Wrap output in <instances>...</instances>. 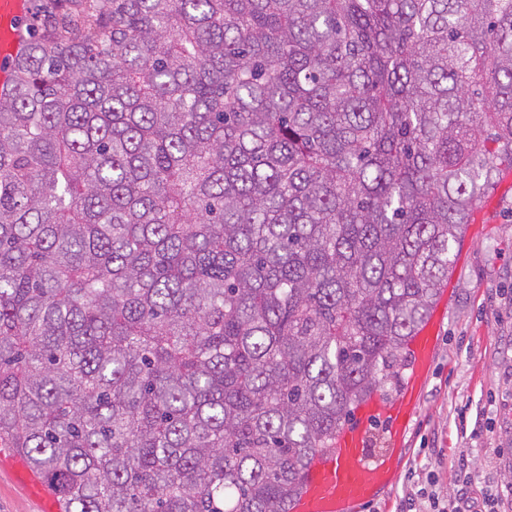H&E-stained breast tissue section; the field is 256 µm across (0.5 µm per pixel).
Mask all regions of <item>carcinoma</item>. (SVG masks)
<instances>
[{
    "label": "carcinoma",
    "mask_w": 512,
    "mask_h": 512,
    "mask_svg": "<svg viewBox=\"0 0 512 512\" xmlns=\"http://www.w3.org/2000/svg\"><path fill=\"white\" fill-rule=\"evenodd\" d=\"M0 95V447L66 512H290L512 169V0H58Z\"/></svg>",
    "instance_id": "cac0c4a2"
}]
</instances>
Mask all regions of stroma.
Here are the masks:
<instances>
[{"label":"stroma","mask_w":512,"mask_h":512,"mask_svg":"<svg viewBox=\"0 0 512 512\" xmlns=\"http://www.w3.org/2000/svg\"><path fill=\"white\" fill-rule=\"evenodd\" d=\"M492 195L495 203L481 227L466 230L461 242L433 369L404 438L402 466L362 512H400L411 491L408 470L427 452L443 453L440 487L453 491V459L462 446L456 411L468 404L479 412L476 487L512 484V189ZM0 512H42L17 472L1 465Z\"/></svg>","instance_id":"1"}]
</instances>
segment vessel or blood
I'll use <instances>...</instances> for the list:
<instances>
[{"instance_id":"1","label":"vessel or blood","mask_w":512,"mask_h":512,"mask_svg":"<svg viewBox=\"0 0 512 512\" xmlns=\"http://www.w3.org/2000/svg\"><path fill=\"white\" fill-rule=\"evenodd\" d=\"M28 0H0V90L14 82L15 63L28 36L22 19ZM441 327L439 313L411 336L408 356L411 374L403 393L394 399L376 394L358 401L352 421L336 432L332 448L311 457L302 489L291 512H361L390 487L401 466L402 443L417 412L420 390L434 362ZM385 421L384 445H372V425ZM25 478L43 502V512H62L56 494L33 471Z\"/></svg>"}]
</instances>
